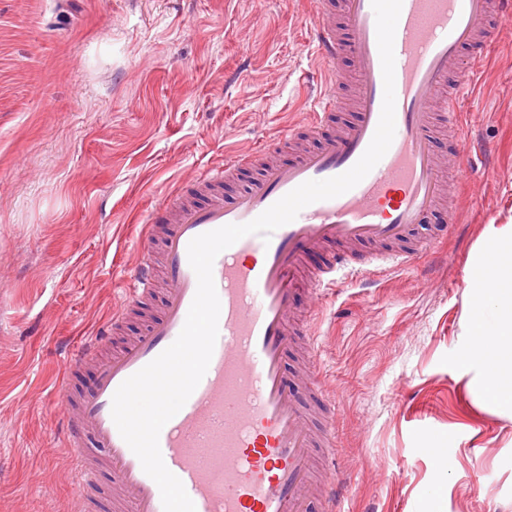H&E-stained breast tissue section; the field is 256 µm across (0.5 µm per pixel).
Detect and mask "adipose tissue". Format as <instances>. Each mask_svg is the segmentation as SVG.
Here are the masks:
<instances>
[{
	"label": "adipose tissue",
	"mask_w": 512,
	"mask_h": 512,
	"mask_svg": "<svg viewBox=\"0 0 512 512\" xmlns=\"http://www.w3.org/2000/svg\"><path fill=\"white\" fill-rule=\"evenodd\" d=\"M503 263L485 287L465 292L460 321V360L469 374L475 403L483 410L512 419V224H491L473 264L488 256Z\"/></svg>",
	"instance_id": "adipose-tissue-1"
}]
</instances>
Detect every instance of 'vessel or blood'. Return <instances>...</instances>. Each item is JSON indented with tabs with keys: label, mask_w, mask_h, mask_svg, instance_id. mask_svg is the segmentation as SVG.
<instances>
[{
	"label": "vessel or blood",
	"mask_w": 512,
	"mask_h": 512,
	"mask_svg": "<svg viewBox=\"0 0 512 512\" xmlns=\"http://www.w3.org/2000/svg\"><path fill=\"white\" fill-rule=\"evenodd\" d=\"M311 43L322 87L305 119L277 141L289 148L319 137L317 148L280 163L257 147L225 157L163 209L151 213L142 257L119 312L71 355L55 387L59 435L71 449L77 512H163L161 493L121 437L111 415L118 387L180 334L197 290L188 245L198 235L249 222L309 180L348 171L376 131L384 83L371 0H312ZM512 20V0H402L396 26L392 144L353 189L315 202L270 240L252 234L213 264L220 302L218 338L201 382L162 428L159 446L196 512H342L336 417L320 349L298 296L318 302L326 289L373 267L407 270L436 257L439 238L416 226L444 213L441 140L463 158L461 103L475 87L486 52ZM349 59L352 70L340 66ZM349 119L335 127L337 111ZM326 251L322 266L305 257ZM160 296L139 335L120 339L126 313ZM93 379L82 384L84 368ZM109 474L108 492L97 478Z\"/></svg>",
	"instance_id": "b4317fda"
}]
</instances>
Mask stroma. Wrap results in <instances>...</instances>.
Here are the masks:
<instances>
[{"label":"stroma","instance_id":"35a3bbf8","mask_svg":"<svg viewBox=\"0 0 512 512\" xmlns=\"http://www.w3.org/2000/svg\"><path fill=\"white\" fill-rule=\"evenodd\" d=\"M310 0H0V512H69L54 387L120 308L146 213L303 121ZM463 133L438 259L329 292L310 323L337 405L345 512H512V420L460 363L462 284L512 217V22ZM444 441L442 460L429 455Z\"/></svg>","mask_w":512,"mask_h":512}]
</instances>
